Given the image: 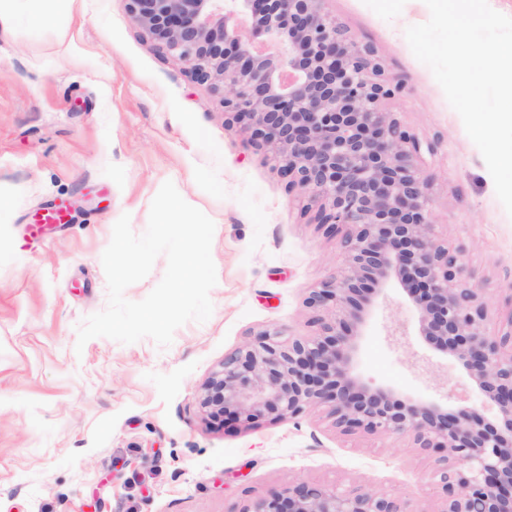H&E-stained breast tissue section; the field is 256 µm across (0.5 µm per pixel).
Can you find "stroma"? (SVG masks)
Segmentation results:
<instances>
[{
    "mask_svg": "<svg viewBox=\"0 0 512 512\" xmlns=\"http://www.w3.org/2000/svg\"><path fill=\"white\" fill-rule=\"evenodd\" d=\"M403 89L384 107L435 146L428 181L432 235L466 249L483 286L485 325L512 315V216L484 159L407 27L424 0H326ZM215 225L213 312L172 344L145 338L77 343L82 320L107 305L102 254L115 222L148 225L164 182ZM0 512H243L300 481L370 488L440 512L432 458L408 436L336 431L325 408L280 422L221 427L200 405L225 355L250 335L313 333L305 299L345 264L340 241L288 191L275 164L238 127L220 95L163 56L128 0H74L58 23L13 21L0 35ZM68 221L29 234L47 208ZM402 291L366 328L357 371L402 396L482 408L468 372L413 328ZM408 326L404 336L394 327Z\"/></svg>",
    "mask_w": 512,
    "mask_h": 512,
    "instance_id": "obj_1",
    "label": "stroma"
}]
</instances>
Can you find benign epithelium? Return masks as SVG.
<instances>
[{"mask_svg":"<svg viewBox=\"0 0 512 512\" xmlns=\"http://www.w3.org/2000/svg\"><path fill=\"white\" fill-rule=\"evenodd\" d=\"M128 2L139 27L221 94L225 123L275 159L288 191L308 197L318 228L346 253L343 271L306 298L315 332L253 335L224 357L201 407L226 425L324 406L344 435L411 436L434 457L441 512H512V314L506 330L487 332L483 289L463 279L465 250L430 236L419 166L435 146L382 106L401 84L382 78L371 49L336 25L326 0ZM391 285L415 308L419 335L468 371L493 418L402 398L354 372L364 327ZM242 512L415 510L371 489L299 482Z\"/></svg>","mask_w":512,"mask_h":512,"instance_id":"obj_1","label":"benign epithelium"}]
</instances>
